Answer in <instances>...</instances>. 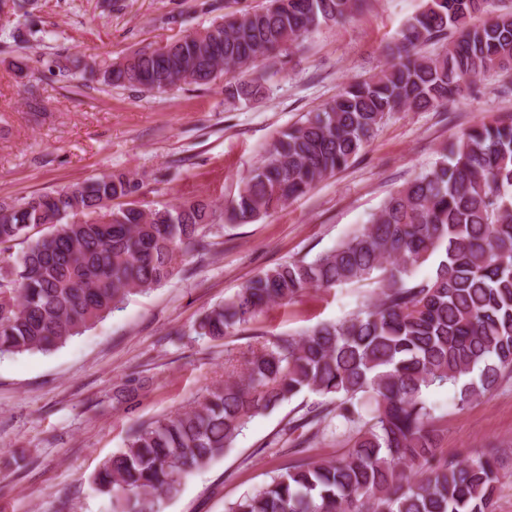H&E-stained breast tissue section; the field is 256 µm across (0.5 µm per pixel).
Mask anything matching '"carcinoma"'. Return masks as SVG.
<instances>
[{
    "label": "carcinoma",
    "mask_w": 512,
    "mask_h": 512,
    "mask_svg": "<svg viewBox=\"0 0 512 512\" xmlns=\"http://www.w3.org/2000/svg\"><path fill=\"white\" fill-rule=\"evenodd\" d=\"M367 0H266L120 62L59 56L48 72L80 73L100 85L166 92L206 86L226 73L287 55L305 34L353 15ZM493 0H425L392 45L390 63L345 85L321 109L283 131L225 208L248 224L305 195L346 167L387 114L437 110L488 68L512 64V11ZM477 15L484 16L471 23ZM458 36L444 52L422 46ZM34 23L16 26L4 48L45 41ZM265 76L224 85L231 100H257ZM141 178L110 171L51 193L0 200V253L28 246L0 265V357L48 353L133 295L169 280L188 251L205 253L216 208L207 198L176 205L133 201ZM41 230L38 237L31 232ZM430 262L433 273L415 278ZM371 281L374 299L349 317L295 335L256 337L226 361L224 384L192 405L130 429L125 447L97 472L91 490L112 496V512H162L184 481L224 457L247 424L293 398L299 408L278 433L298 446L324 436L333 417L350 445L336 460L292 465L241 495L226 512H494L497 454L462 461L437 454L436 406L424 393L448 385L463 409L512 374V117L461 131L433 168L390 194L368 223L311 260L261 271L209 308L196 335L221 340L245 330L273 304L305 291ZM141 385L116 390L132 404Z\"/></svg>",
    "instance_id": "cac0c4a2"
}]
</instances>
